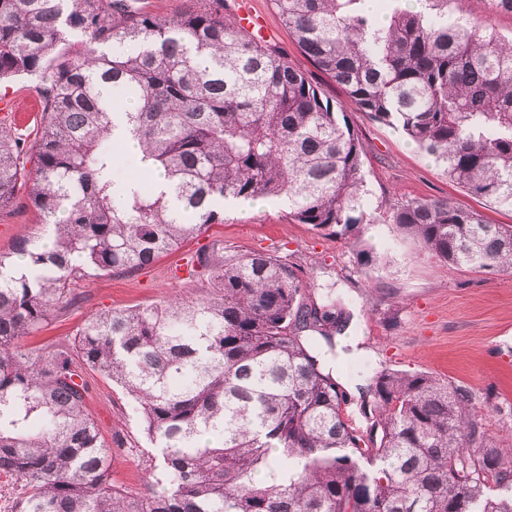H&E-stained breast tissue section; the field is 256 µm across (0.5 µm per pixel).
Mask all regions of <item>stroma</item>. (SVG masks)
Instances as JSON below:
<instances>
[{
	"label": "stroma",
	"instance_id": "stroma-1",
	"mask_svg": "<svg viewBox=\"0 0 512 512\" xmlns=\"http://www.w3.org/2000/svg\"><path fill=\"white\" fill-rule=\"evenodd\" d=\"M253 2L271 31L270 43L325 97L343 105L363 146L373 206L370 223L361 225L356 235L335 236L295 222L287 207L274 200L261 201L256 208L226 207L223 223L211 225L150 269L87 282L77 302L26 339V346L70 342L84 320L102 309L192 296L193 283L176 277L175 271L201 248L215 247L228 255L269 252L298 264L316 293L330 290L343 300L366 353L337 360L342 386L369 384L382 367L426 372L466 387L490 433L512 441V272H479L439 261L387 223L383 207L396 199H448L480 211L493 224H512V211L467 195L401 132L360 111L300 52L268 0ZM363 247L386 260L369 281L360 271L358 252ZM86 379L89 412L104 437L120 440L112 448V481L140 494L146 488L145 464L152 448L135 403L99 373L87 372ZM350 396L357 402L362 393L351 389Z\"/></svg>",
	"mask_w": 512,
	"mask_h": 512
}]
</instances>
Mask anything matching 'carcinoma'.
Listing matches in <instances>:
<instances>
[{"label":"carcinoma","mask_w":512,"mask_h":512,"mask_svg":"<svg viewBox=\"0 0 512 512\" xmlns=\"http://www.w3.org/2000/svg\"><path fill=\"white\" fill-rule=\"evenodd\" d=\"M160 16L140 0H0V81L36 76L31 147L0 120V211L25 188L35 237L0 253V476L14 512H512V447L468 389L384 368L362 402L336 380L340 300L266 253L200 249V294L89 315L30 349L83 281L136 273L221 221L225 200L288 201L300 224L370 222L358 135L224 0ZM301 52L371 119L402 131L468 195L512 210V41L464 0H270ZM137 142L119 178L118 131ZM161 170L164 189L141 171ZM386 220L440 261L512 270V224L446 199ZM373 278L382 258L360 251ZM135 399L153 446L137 497L112 484V444L85 370Z\"/></svg>","instance_id":"1"}]
</instances>
